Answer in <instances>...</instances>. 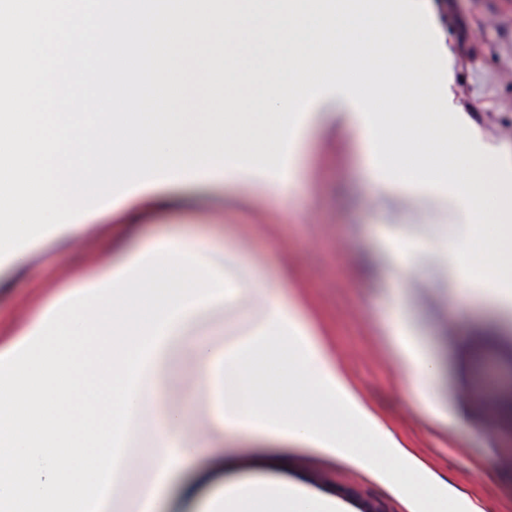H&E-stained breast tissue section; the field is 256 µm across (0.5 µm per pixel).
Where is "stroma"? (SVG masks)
<instances>
[{"instance_id": "1", "label": "stroma", "mask_w": 512, "mask_h": 512, "mask_svg": "<svg viewBox=\"0 0 512 512\" xmlns=\"http://www.w3.org/2000/svg\"><path fill=\"white\" fill-rule=\"evenodd\" d=\"M444 41L454 57L450 89L456 103L489 141L512 137V0H432ZM367 158L359 141L346 152L329 150L321 131L311 130L298 149V185L285 200L255 202L261 220L232 205L188 206L142 226L140 240L180 224L190 231L232 238L247 225L262 273L282 286H302L330 331L343 366L364 398L409 448L461 498H477L484 512H512V423L495 415V390H476V367L486 360H512V316L475 306L470 328L454 329L430 304L423 286L405 300L424 341L440 364L438 390L449 409H462V429H434L406 395L388 334L396 282L381 259V229L368 214ZM103 246L87 237L71 251H46L16 271L0 288V333L12 311L40 287L65 284V275L89 270ZM378 256L374 271L363 259ZM275 476L333 497L346 512H405L385 484L356 465L310 448L279 451Z\"/></svg>"}]
</instances>
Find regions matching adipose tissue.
I'll list each match as a JSON object with an SVG mask.
<instances>
[{
	"mask_svg": "<svg viewBox=\"0 0 512 512\" xmlns=\"http://www.w3.org/2000/svg\"><path fill=\"white\" fill-rule=\"evenodd\" d=\"M319 116L326 130L368 136L348 95L329 92L307 107L299 134ZM296 175L292 157L281 180L267 172L206 168L198 181L245 188L240 202L246 205L256 194L287 197ZM368 181L382 248L400 287L449 280L448 307L462 322L476 300L512 311V290L465 280L451 254L452 245L468 234L466 209L455 196L383 180L373 168ZM183 204L182 197L161 192L159 185H146L113 203L110 228L99 229L87 215L48 234L47 242L75 248L90 233L103 231L110 255L96 270L73 273L67 286L47 291L32 314L0 336L1 355L25 341L67 294L114 279L160 245L191 253L229 279L230 295L187 305L152 351L153 366L140 381L125 454L101 512H163L173 492L188 499L193 512H344L338 500L285 478L216 479L205 490L184 478L188 464L201 462L202 449L215 451V459L205 463L215 471L224 466L226 444L240 441L259 448H312L357 465L399 496L406 512H483L478 501H458L373 410L338 360L330 332L308 311L300 288L286 291L264 278L244 243L176 232L132 244L138 225ZM390 332L406 390L424 409L428 424L450 418L463 423L464 413L449 416L441 403L437 360L403 305L395 307Z\"/></svg>",
	"mask_w": 512,
	"mask_h": 512,
	"instance_id": "ef3b65f1",
	"label": "adipose tissue"
}]
</instances>
